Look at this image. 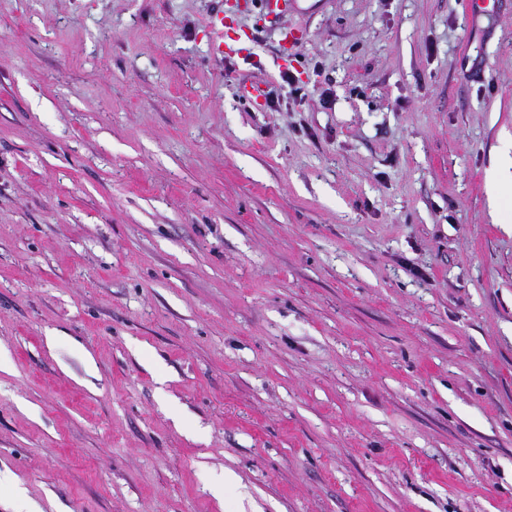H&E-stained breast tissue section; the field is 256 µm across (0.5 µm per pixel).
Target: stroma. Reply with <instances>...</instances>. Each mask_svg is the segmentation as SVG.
<instances>
[{
    "label": "stroma",
    "instance_id": "35a3bbf8",
    "mask_svg": "<svg viewBox=\"0 0 512 512\" xmlns=\"http://www.w3.org/2000/svg\"><path fill=\"white\" fill-rule=\"evenodd\" d=\"M510 144L512 0H0L22 506L512 512ZM212 28H214L217 31L218 34V42L215 43V49L216 51L221 54H240L242 52V45L244 43H249L252 40V37L250 34H245V40L241 42V37H236L235 43H228L224 41V16L223 14H218L216 17H214L212 23ZM489 207L501 224H511L512 211L504 208V203L512 198V155L508 150L502 153L497 165L487 174Z\"/></svg>",
    "mask_w": 512,
    "mask_h": 512
}]
</instances>
